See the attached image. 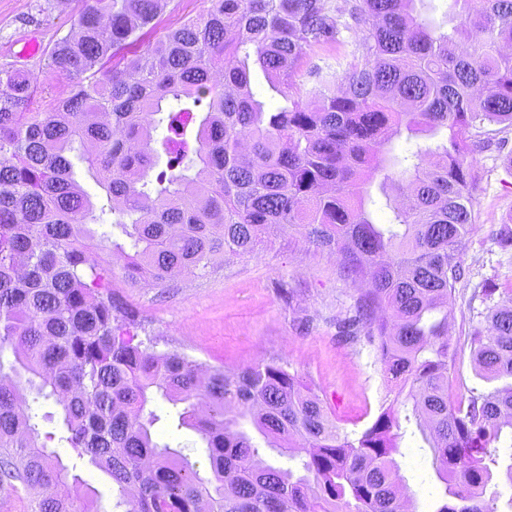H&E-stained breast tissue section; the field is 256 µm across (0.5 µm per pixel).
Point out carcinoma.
I'll return each mask as SVG.
<instances>
[{
    "instance_id": "carcinoma-1",
    "label": "carcinoma",
    "mask_w": 512,
    "mask_h": 512,
    "mask_svg": "<svg viewBox=\"0 0 512 512\" xmlns=\"http://www.w3.org/2000/svg\"><path fill=\"white\" fill-rule=\"evenodd\" d=\"M346 2L331 14L325 0H209L129 57L162 0H84L48 56L75 80L67 98L33 112L29 75L0 71V347L14 356L0 364V480L34 491V512H101L48 450L55 439L111 478L126 512H414L393 459L404 421L433 450L436 512H499L498 480L512 484V464L497 468L512 441V285L479 291L470 349L488 387L465 399L448 393L447 298L465 276L449 257L472 224V131L512 126V0H460L447 33L417 0ZM344 31L361 37L343 89L320 81L310 108L306 49ZM255 67L286 105L255 98ZM401 137L415 149L398 151ZM75 159L107 203L74 179ZM109 212L133 249L126 278L152 286L205 273L217 253L251 256L277 233L342 253L344 277L369 288L339 332L366 328L411 413L391 404L348 433L273 360L231 377L213 367L199 386L195 361L138 338L90 260L92 247L125 253L91 228ZM382 308L392 321L376 319ZM32 393L55 398L63 435L40 432ZM157 395L182 405L178 426L200 435L209 476L156 441ZM248 425L303 474L262 462Z\"/></svg>"
}]
</instances>
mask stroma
Listing matches in <instances>:
<instances>
[{"instance_id": "obj_1", "label": "stroma", "mask_w": 512, "mask_h": 512, "mask_svg": "<svg viewBox=\"0 0 512 512\" xmlns=\"http://www.w3.org/2000/svg\"><path fill=\"white\" fill-rule=\"evenodd\" d=\"M81 7L82 0H0V69L31 73L34 107L66 98L74 85L68 74L47 68L45 50L72 29ZM32 37L42 54L20 58ZM355 39L346 33L341 43L308 51L307 66L340 80ZM473 157L468 273L448 300V338L455 348L450 391L459 398L478 384L469 344L481 308L474 290L487 279L512 282V251L503 252L497 239L502 225L512 222V127L485 126L474 139ZM340 263V254L281 233L253 256H223L206 275L180 276L165 288L128 287L122 268H114L112 296L155 351H177L215 367L283 361L319 395L341 429L358 433L392 403L401 383L385 372L373 346L341 338L336 322L353 313L367 285L345 279ZM153 407L163 416L156 426L158 441L180 449L207 474V450L198 434L178 427L175 408L163 398H155ZM394 459L414 512H434L442 485L415 424H408Z\"/></svg>"}]
</instances>
